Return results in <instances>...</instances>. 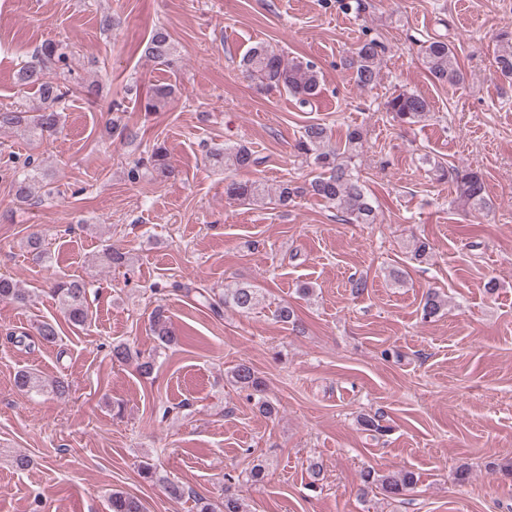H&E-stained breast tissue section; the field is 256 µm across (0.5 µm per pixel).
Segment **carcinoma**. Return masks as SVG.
I'll return each instance as SVG.
<instances>
[{"label":"carcinoma","mask_w":512,"mask_h":512,"mask_svg":"<svg viewBox=\"0 0 512 512\" xmlns=\"http://www.w3.org/2000/svg\"><path fill=\"white\" fill-rule=\"evenodd\" d=\"M500 41L506 43L496 56V67L505 77H512V32L499 34ZM380 43L375 39L363 41L348 63L353 69L354 82L362 89L371 88L379 80ZM146 53L152 59L162 63H173L176 57L174 42L167 29L157 27L151 34ZM422 62L428 72L439 82L458 85L465 80L459 66L454 47L441 38H433L421 48ZM72 52L69 45L62 41H47L31 55L18 73V85L34 92L39 106L29 110L0 109V129L10 128L24 132L33 140L43 141L56 136L63 127V112L70 98L81 92L72 78ZM242 71L257 81L258 89H284L299 106L307 107L314 103L321 93L319 72L310 61L284 58L265 44L252 47L241 59ZM85 95L92 94V88L83 90ZM178 89L172 84L153 86L147 93L144 111L157 112L167 106L176 96ZM385 110L392 119L414 124L426 119L431 112L430 102L423 96L399 92L385 102ZM330 131L322 123L306 125L299 137L297 150L309 164L322 170L308 186L282 183L275 192L259 182H230L226 193L234 199L252 206H264L275 203L288 206L294 198L310 193L331 204L341 214L342 221L357 224H372L376 219L375 209L364 191L360 178L355 174L354 159L363 144V134L358 129L349 131L344 147L332 149L329 146ZM209 156L224 162V166L244 169L256 166L260 158L247 147L239 145L224 149H213ZM153 170L163 176L171 173L166 163V153L159 147L152 149L147 162L139 161L128 171L130 180L135 181ZM42 177L41 161L32 155L22 162V171L14 174L12 191L14 197L31 203L35 199L33 185ZM441 178L448 180L456 192L455 201L475 211L487 206L486 184L483 175L471 168H441ZM52 292L68 319L77 326H85L91 320L87 303V291L79 280L58 281ZM200 298L216 314L223 307H232L242 313L253 310L260 303V290L246 285L232 288L224 295L213 298L209 294L199 293ZM27 292L11 277L0 276V302L23 303ZM446 300L436 290H430L421 301V313L425 319L438 316L445 308ZM152 327L159 344L168 346L176 341L167 325V316L163 307L155 309ZM233 382L260 396L258 404L265 413L270 414L274 407L261 399L264 384L254 369L246 364H238L232 371ZM16 387L25 393L52 394L63 396L69 385L62 379L51 381L41 378L34 372L21 369L14 377ZM141 475L150 481L163 485L167 495L179 500L188 494L181 484L172 482L157 472L148 463L141 466ZM416 484L414 474L385 473L367 469L360 474V493L363 495L378 489L393 498L405 495ZM111 512H144L141 502L130 496L113 492L110 495ZM196 512H243L242 499L232 485L224 487V501L221 510L203 498L196 500Z\"/></svg>","instance_id":"1"}]
</instances>
